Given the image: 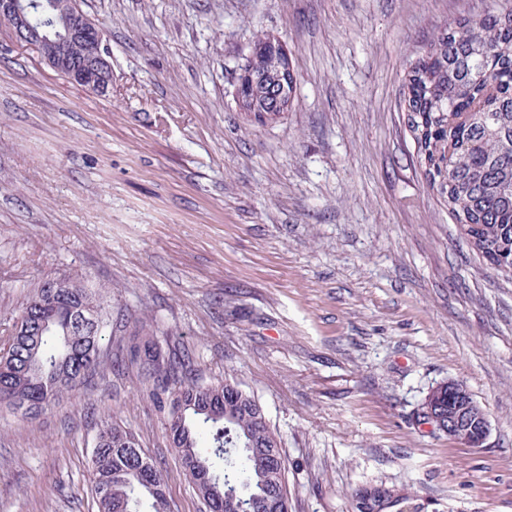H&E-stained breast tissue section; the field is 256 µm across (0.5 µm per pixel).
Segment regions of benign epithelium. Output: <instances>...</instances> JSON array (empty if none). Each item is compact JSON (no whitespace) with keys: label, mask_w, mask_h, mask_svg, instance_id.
Listing matches in <instances>:
<instances>
[{"label":"benign epithelium","mask_w":512,"mask_h":512,"mask_svg":"<svg viewBox=\"0 0 512 512\" xmlns=\"http://www.w3.org/2000/svg\"><path fill=\"white\" fill-rule=\"evenodd\" d=\"M40 6L39 0H0V19L8 22L16 37L33 47L51 69L100 95L107 94L112 89V63L101 28L76 0H51V24L35 26L30 14ZM65 40L82 45L83 54L65 55L61 49ZM448 395L460 398L448 404V436L472 448L483 447L490 431L485 412L458 381H448Z\"/></svg>","instance_id":"obj_1"}]
</instances>
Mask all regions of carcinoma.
<instances>
[{
	"label": "carcinoma",
	"instance_id": "cac0c4a2",
	"mask_svg": "<svg viewBox=\"0 0 512 512\" xmlns=\"http://www.w3.org/2000/svg\"><path fill=\"white\" fill-rule=\"evenodd\" d=\"M431 46L411 63L399 100L417 162L470 247L512 268V10L447 23ZM239 70V107L255 122L280 115L276 97L292 104L293 68L275 36L259 33ZM81 317L96 323L94 335H73ZM110 328L112 313L84 279L43 278L0 348V408L36 418L101 368L133 367L207 512H288L280 440L254 397L231 378L201 381L190 351H164L150 328L105 350ZM427 400L447 429L448 386ZM91 468L97 512H171L162 471L123 425L99 423ZM399 500L393 489L363 487L353 512H386Z\"/></svg>",
	"mask_w": 512,
	"mask_h": 512
}]
</instances>
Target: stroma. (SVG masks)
Wrapping results in <instances>:
<instances>
[{
	"label": "stroma",
	"mask_w": 512,
	"mask_h": 512,
	"mask_svg": "<svg viewBox=\"0 0 512 512\" xmlns=\"http://www.w3.org/2000/svg\"><path fill=\"white\" fill-rule=\"evenodd\" d=\"M112 90L69 82L0 22V342L26 292L79 275L113 313L230 377L281 440L289 512H512V280L475 254L418 169L399 97L439 29L512 0H80ZM288 48L291 108L233 98L258 31ZM463 383L484 447L422 418ZM110 418L202 505L134 373L98 374L29 420L0 413V512H95ZM394 489L385 487H363L358 489L353 496V511L374 512L373 508L379 507L387 511L394 507L400 496Z\"/></svg>",
	"instance_id": "obj_1"
}]
</instances>
